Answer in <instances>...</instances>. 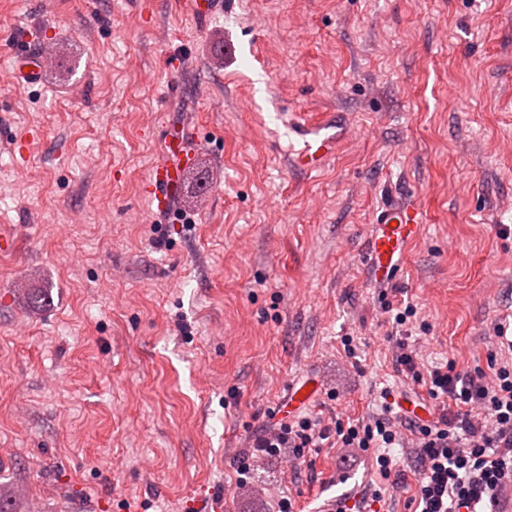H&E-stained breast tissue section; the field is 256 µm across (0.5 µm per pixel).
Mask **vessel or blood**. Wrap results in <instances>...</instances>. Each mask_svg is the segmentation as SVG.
Here are the masks:
<instances>
[{"mask_svg":"<svg viewBox=\"0 0 512 512\" xmlns=\"http://www.w3.org/2000/svg\"><path fill=\"white\" fill-rule=\"evenodd\" d=\"M12 67L17 79L33 83L41 74L40 56L25 46L13 51ZM191 127H179L177 133L166 138V151L161 160L150 170L142 186V193L156 208L157 215L173 213L179 193L182 171L194 159L188 149L193 136ZM288 137L294 141L292 160L311 172L319 171L325 157L333 153L339 139L334 123L320 118L289 124ZM423 224L420 205L407 197L387 203L379 213L373 226L366 259L378 281H389L400 268V259L407 246L418 238ZM316 387L306 383L291 390L286 401L281 403V414L297 412L312 399Z\"/></svg>","mask_w":512,"mask_h":512,"instance_id":"b4317fda","label":"vessel or blood"}]
</instances>
